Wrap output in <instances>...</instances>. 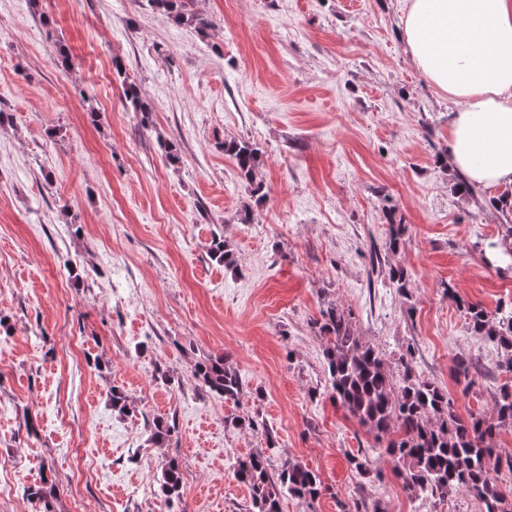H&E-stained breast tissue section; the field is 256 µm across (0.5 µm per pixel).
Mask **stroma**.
<instances>
[{
    "mask_svg": "<svg viewBox=\"0 0 512 512\" xmlns=\"http://www.w3.org/2000/svg\"><path fill=\"white\" fill-rule=\"evenodd\" d=\"M189 6L206 35L147 0H0V512H248L230 462L266 442L233 416L272 429L271 472L319 474L313 505L288 497L281 512L362 499L433 512L330 398L313 323L331 304L350 311L389 367L413 347L461 418L492 416L497 351L457 302L512 304V263L483 252L503 238L496 203L512 186L470 196L440 164L458 105L405 50L406 0ZM116 57L149 114L123 106ZM229 138L261 149L265 199L225 156ZM390 211L407 226L395 254ZM217 236L235 266L212 260ZM393 264L408 294L389 287ZM461 355L474 360L467 390ZM210 356L238 369V400L199 386L194 365ZM112 385L130 414L113 411ZM159 418L176 425L161 447ZM365 449L367 479L348 462ZM169 457L183 486L167 502ZM45 481L53 496L32 497Z\"/></svg>",
    "mask_w": 512,
    "mask_h": 512,
    "instance_id": "1",
    "label": "stroma"
}]
</instances>
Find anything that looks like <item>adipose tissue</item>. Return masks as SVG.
I'll list each match as a JSON object with an SVG mask.
<instances>
[{"label": "adipose tissue", "instance_id": "obj_1", "mask_svg": "<svg viewBox=\"0 0 512 512\" xmlns=\"http://www.w3.org/2000/svg\"><path fill=\"white\" fill-rule=\"evenodd\" d=\"M405 47L459 103L448 166L469 188L512 184V0H408Z\"/></svg>", "mask_w": 512, "mask_h": 512}]
</instances>
